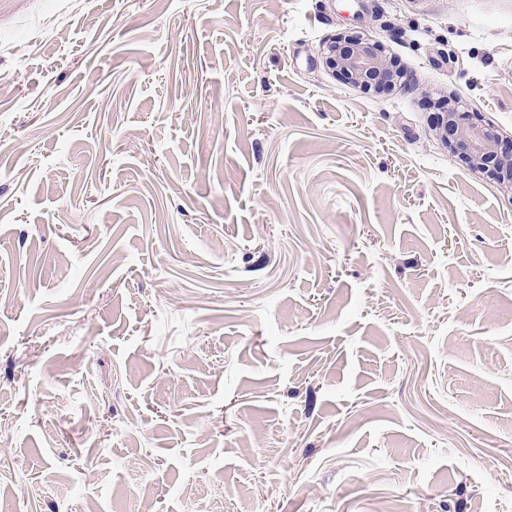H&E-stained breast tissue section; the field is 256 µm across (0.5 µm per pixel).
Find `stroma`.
<instances>
[{
    "mask_svg": "<svg viewBox=\"0 0 512 512\" xmlns=\"http://www.w3.org/2000/svg\"><path fill=\"white\" fill-rule=\"evenodd\" d=\"M0 0V512H512V0ZM346 31L404 66L342 83ZM444 98L430 104L438 111L431 124L435 137L467 169L486 174L512 196V135L482 124L474 112H462L457 97Z\"/></svg>",
    "mask_w": 512,
    "mask_h": 512,
    "instance_id": "1",
    "label": "stroma"
}]
</instances>
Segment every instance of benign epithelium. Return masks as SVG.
Returning <instances> with one entry per match:
<instances>
[{
    "instance_id": "1",
    "label": "benign epithelium",
    "mask_w": 512,
    "mask_h": 512,
    "mask_svg": "<svg viewBox=\"0 0 512 512\" xmlns=\"http://www.w3.org/2000/svg\"><path fill=\"white\" fill-rule=\"evenodd\" d=\"M326 64L343 82L383 93L404 77V67L380 41L362 35H339L327 46ZM431 130L467 169L485 174L512 195V135L481 123L474 112L460 110L455 96L439 99Z\"/></svg>"
}]
</instances>
